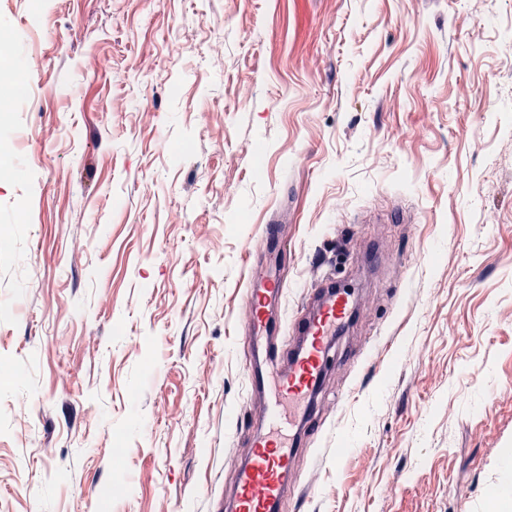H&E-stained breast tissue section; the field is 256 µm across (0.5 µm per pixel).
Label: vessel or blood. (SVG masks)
<instances>
[{"label": "vessel or blood", "instance_id": "b4317fda", "mask_svg": "<svg viewBox=\"0 0 512 512\" xmlns=\"http://www.w3.org/2000/svg\"><path fill=\"white\" fill-rule=\"evenodd\" d=\"M284 288L275 272L250 269L245 293L248 343L264 357L279 360L280 365L273 381L265 370L247 371L250 390L260 395L270 392L274 398L265 404V425L252 439L248 460L237 469L233 512H280L284 500L295 494L289 481L294 444L285 432L283 403L312 402L325 377L330 340L353 313L349 293L329 281L320 287L315 308L291 320L276 317ZM286 330L295 347L282 360L276 340Z\"/></svg>", "mask_w": 512, "mask_h": 512}]
</instances>
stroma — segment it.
I'll return each mask as SVG.
<instances>
[{"instance_id": "35a3bbf8", "label": "stroma", "mask_w": 512, "mask_h": 512, "mask_svg": "<svg viewBox=\"0 0 512 512\" xmlns=\"http://www.w3.org/2000/svg\"><path fill=\"white\" fill-rule=\"evenodd\" d=\"M1 33L33 66L0 98V512H227L256 260L289 314L354 297L281 512H512V0H0Z\"/></svg>"}]
</instances>
